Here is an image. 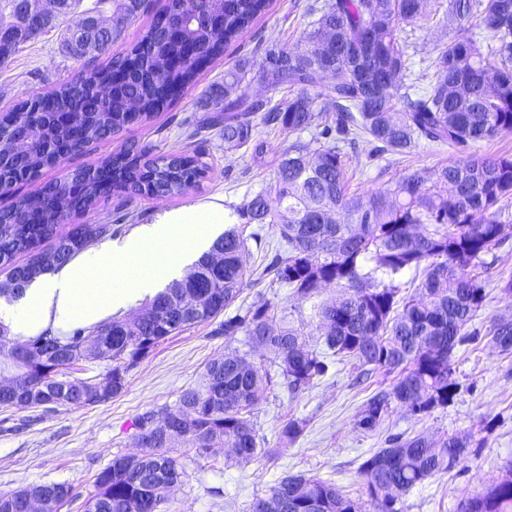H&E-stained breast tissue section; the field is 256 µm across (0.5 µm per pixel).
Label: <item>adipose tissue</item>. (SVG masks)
<instances>
[{"label": "adipose tissue", "instance_id": "adipose-tissue-1", "mask_svg": "<svg viewBox=\"0 0 512 512\" xmlns=\"http://www.w3.org/2000/svg\"><path fill=\"white\" fill-rule=\"evenodd\" d=\"M223 222L220 205L192 202L163 213L142 233L104 243L58 272L37 277L19 302L0 307V320L11 326L14 335L26 336L49 320H93L104 310L125 307L158 287V268H165L167 276L177 275L186 259L201 250ZM130 261L140 264L137 277L120 275L112 288H101L106 271Z\"/></svg>", "mask_w": 512, "mask_h": 512}]
</instances>
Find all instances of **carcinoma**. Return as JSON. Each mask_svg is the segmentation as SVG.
<instances>
[{
  "label": "carcinoma",
  "instance_id": "obj_1",
  "mask_svg": "<svg viewBox=\"0 0 512 512\" xmlns=\"http://www.w3.org/2000/svg\"><path fill=\"white\" fill-rule=\"evenodd\" d=\"M269 6L270 0H169L126 56L79 82L59 85L50 92L51 103L38 111L37 97L19 103L0 121V139L25 124L72 154L107 141L173 102L195 80L200 61L221 57ZM438 7L458 28L433 48L423 86L405 33L429 20L428 0H324L302 47H267L261 58L242 57L225 72L224 88L209 95L217 121L224 122V143L231 149L250 146L262 162L266 149L257 138L258 124L279 129L289 141L276 160L273 184L232 209L229 218L237 226L213 243L211 253L223 252V265H211L207 253L143 308L93 326H49L19 343L0 321V408H82L89 406L82 394L102 385L94 404L111 400L125 389L129 371L165 339L215 320L235 303L250 279L240 224L276 229L280 250L270 269L295 296L316 297L327 283L337 290L338 296L317 305L316 338L263 296L219 322L217 332L227 342L244 336L253 347L275 353L276 369L237 349L210 361L206 376L220 368L221 381L202 390L186 388L175 405L138 415V432L164 418L171 430L143 448L132 468L124 454L114 455L97 473L83 512H163L171 484L185 476L170 455L181 441L191 443L200 458L277 457L281 449L264 447L251 413L276 387L292 396L312 387L329 371L328 351L354 365L359 385L378 371L394 375L364 405L358 419L364 430L377 427L394 402L413 405L422 415L453 399L458 382L452 355L469 336L479 335L466 331L487 297L473 270L503 239L512 155H467L439 171L418 168L380 195H351L346 180L348 152L363 144L376 157L402 155L423 142L463 151L512 132V0H448ZM142 8V0H117L119 15L107 44ZM201 9L209 13L205 27L191 23ZM172 12L182 20L177 36L166 24ZM256 67L268 97H251L244 86ZM120 71L125 77L112 85V96L100 99L94 86ZM283 89L291 93L284 107L273 103V94ZM131 101L140 113L129 111ZM74 126L82 139L72 147ZM203 158L198 149L159 157L126 149L96 168L70 170L0 209V270L13 283L0 287V299L21 297L35 277L64 266L92 239L112 231L78 224L57 235L69 213L62 199L83 212L106 190L147 198L184 195L205 178L209 166ZM64 161L41 143L24 155H0L4 170L19 168L31 182ZM20 257L26 261L18 262ZM408 270L416 273L413 296L401 295L395 285ZM485 336L512 354V318H495ZM96 362L105 365L101 378L71 375L75 365ZM303 430L304 421L288 420L280 443L295 442ZM471 444L469 434L450 435L438 445L422 435L390 439L359 467L374 512H398L399 497L456 467ZM32 493L49 502L50 512L76 499L69 484H33L0 492V512H25L24 495ZM250 512H362V506L330 480L297 473L255 498ZM459 512H512V467L464 500Z\"/></svg>",
  "mask_w": 512,
  "mask_h": 512
}]
</instances>
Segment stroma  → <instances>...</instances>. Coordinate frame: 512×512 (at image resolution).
Segmentation results:
<instances>
[{
  "mask_svg": "<svg viewBox=\"0 0 512 512\" xmlns=\"http://www.w3.org/2000/svg\"><path fill=\"white\" fill-rule=\"evenodd\" d=\"M324 0H273L271 8L224 51L223 57L198 75L196 83L153 118L114 134L112 139L71 155V168L95 167L108 156L128 147H147L162 154L199 148L210 165L199 189L175 197L124 198L107 194L74 222L58 226L69 233L73 224H108L121 240L149 227L164 212L191 201L240 204L272 182L274 170L258 165L252 150L227 149L216 128L207 126L212 112L206 99L212 87L223 85L225 70L258 47L296 48L303 33L317 19ZM168 0H148L145 9L127 22L100 63L123 57L162 11ZM87 70L85 60L70 56L61 32L53 30L23 43L0 65V111H6L35 92L59 83L77 81ZM453 147L423 145L413 153L388 155L376 161L366 152L351 156L347 167L349 190L355 194L382 193L415 168L437 169L459 158ZM503 241L484 258L480 276L488 292L486 303L471 323L478 339L457 345L452 356L459 388L447 406L423 415L411 414L392 403L388 416L375 429L357 425L371 395L357 385L349 362H334L327 376L297 397L274 391L252 412V420L267 447L279 445L278 432L289 419H301L305 429L273 461L201 459L181 445L172 455L186 476L170 493L167 512H249L254 498L263 495L280 477L307 473L332 480L344 493L363 500V512H373L364 501L358 475L362 461L384 447L388 437L423 434L433 440L448 435L472 434L474 449L445 474L428 478L396 503L398 512H458L465 498L480 493L512 464V354L492 347L483 332L498 316L512 317V297L501 293V280L512 278V208L506 209ZM246 262L253 275L238 305L263 295L285 308L294 324L313 331L314 300L294 296L287 285L274 281L266 270L278 247L274 227L252 224ZM226 342L214 324H201L161 343L128 376L122 394L95 406L43 412L38 409L0 410V491L29 484L67 483L76 495L60 512H82L80 505L94 491V476L116 453L138 451L133 422L146 410L175 404L183 389H203L207 364L223 355Z\"/></svg>",
  "mask_w": 512,
  "mask_h": 512,
  "instance_id": "obj_1",
  "label": "stroma"
}]
</instances>
